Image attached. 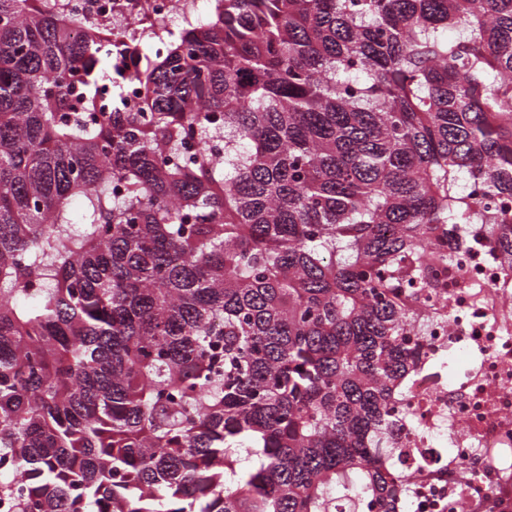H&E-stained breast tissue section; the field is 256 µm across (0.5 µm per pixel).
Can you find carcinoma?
I'll use <instances>...</instances> for the list:
<instances>
[{"label": "carcinoma", "instance_id": "cac0c4a2", "mask_svg": "<svg viewBox=\"0 0 512 512\" xmlns=\"http://www.w3.org/2000/svg\"><path fill=\"white\" fill-rule=\"evenodd\" d=\"M208 3L0 0L3 512H404L434 265L512 280V0ZM66 3L73 9L98 14L95 17L108 28L124 26L138 38L142 25H149L159 34L163 25L178 16L190 0H66ZM100 5L105 6V11L99 14Z\"/></svg>", "mask_w": 512, "mask_h": 512}]
</instances>
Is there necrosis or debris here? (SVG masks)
I'll list each match as a JSON object with an SVG mask.
<instances>
[{
  "instance_id": "obj_1",
  "label": "necrosis or debris",
  "mask_w": 512,
  "mask_h": 512,
  "mask_svg": "<svg viewBox=\"0 0 512 512\" xmlns=\"http://www.w3.org/2000/svg\"><path fill=\"white\" fill-rule=\"evenodd\" d=\"M101 24L160 31L190 0H68ZM449 319L408 347L414 368L396 401L406 512H512V284L486 249L448 270Z\"/></svg>"
}]
</instances>
